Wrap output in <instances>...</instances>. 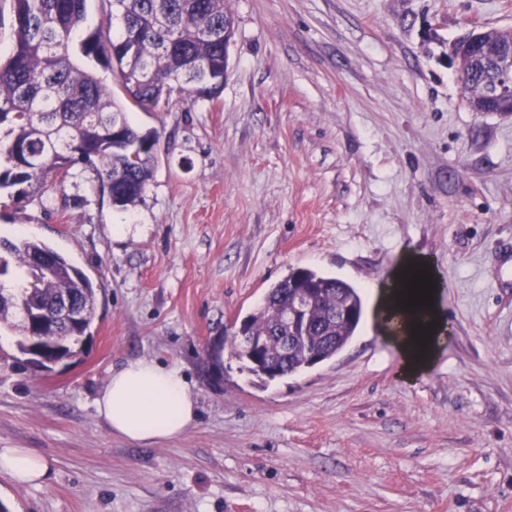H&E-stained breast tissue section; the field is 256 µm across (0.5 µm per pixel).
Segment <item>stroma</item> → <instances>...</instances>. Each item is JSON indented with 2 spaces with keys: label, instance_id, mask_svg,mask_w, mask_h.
<instances>
[{
  "label": "stroma",
  "instance_id": "stroma-1",
  "mask_svg": "<svg viewBox=\"0 0 512 512\" xmlns=\"http://www.w3.org/2000/svg\"><path fill=\"white\" fill-rule=\"evenodd\" d=\"M214 102L134 112L159 135L123 210L75 167L47 205L0 191V238L39 239L98 286L92 336L52 370L0 332V448L46 483L0 474L10 512H512V117L476 112L450 58L512 0H230ZM116 224L125 232L113 233ZM424 261L445 328L405 380L371 286ZM358 288L360 325L330 360L267 383L208 350L289 270ZM183 367L199 416L152 444L93 405L134 359ZM20 485L39 486L46 481L48 466L44 458L24 448H0V474Z\"/></svg>",
  "mask_w": 512,
  "mask_h": 512
}]
</instances>
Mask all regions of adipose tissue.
Returning a JSON list of instances; mask_svg holds the SVG:
<instances>
[{"mask_svg":"<svg viewBox=\"0 0 512 512\" xmlns=\"http://www.w3.org/2000/svg\"><path fill=\"white\" fill-rule=\"evenodd\" d=\"M413 262L406 261L382 289L373 290L378 318L394 314L401 329L387 333V341L402 360V374L413 379L427 371L434 358L435 336L442 326L432 304L422 316L410 315L400 287ZM98 417L109 431L130 442L155 443L183 435L196 422V394L182 368L154 360L137 359L113 371L94 400ZM20 485H42L48 473L44 458L23 448H0V474Z\"/></svg>","mask_w":512,"mask_h":512,"instance_id":"1","label":"adipose tissue"}]
</instances>
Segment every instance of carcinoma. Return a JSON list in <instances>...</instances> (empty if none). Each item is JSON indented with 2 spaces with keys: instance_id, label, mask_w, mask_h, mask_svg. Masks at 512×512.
I'll list each match as a JSON object with an SVG mask.
<instances>
[{
  "instance_id": "obj_1",
  "label": "carcinoma",
  "mask_w": 512,
  "mask_h": 512,
  "mask_svg": "<svg viewBox=\"0 0 512 512\" xmlns=\"http://www.w3.org/2000/svg\"><path fill=\"white\" fill-rule=\"evenodd\" d=\"M12 48L0 56V189L16 200H42L48 184H63L78 165L95 169L114 193L113 205L136 206L154 176L152 149H133L140 130L131 112H153L173 92L213 99L224 89V22L233 21L226 0H105L93 31L83 35L87 0H10ZM82 57L115 74L116 97ZM0 329L14 332L18 350L32 367L77 354L91 335L97 288L73 262L48 244L0 239ZM312 288L314 300L297 325L284 321L294 286ZM81 317H58L64 300ZM363 315L360 293L348 282L308 269L292 270L270 285L243 324L252 336L269 337L264 354L279 360L275 374L254 365L239 336L228 342L231 357L263 381L297 373L338 354ZM292 336L280 354L278 337Z\"/></svg>"
}]
</instances>
